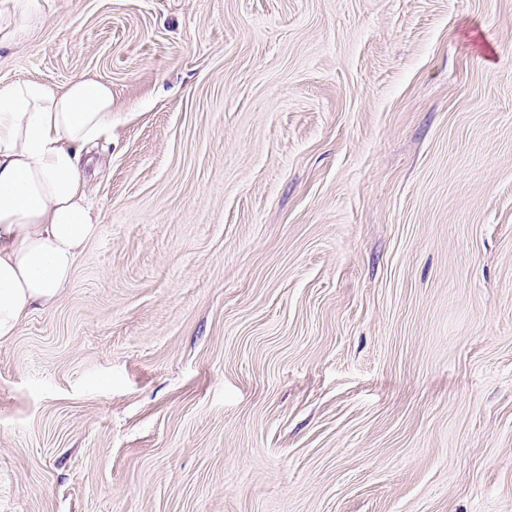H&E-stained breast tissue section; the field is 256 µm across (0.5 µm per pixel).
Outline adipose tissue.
Returning a JSON list of instances; mask_svg holds the SVG:
<instances>
[{"mask_svg":"<svg viewBox=\"0 0 512 512\" xmlns=\"http://www.w3.org/2000/svg\"><path fill=\"white\" fill-rule=\"evenodd\" d=\"M43 0L0 9V48L43 24ZM112 128V89L78 77L61 88L23 81L0 86V340L24 316L50 308L96 235L81 162Z\"/></svg>","mask_w":512,"mask_h":512,"instance_id":"obj_1","label":"adipose tissue"}]
</instances>
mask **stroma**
<instances>
[{
  "label": "stroma",
  "mask_w": 512,
  "mask_h": 512,
  "mask_svg": "<svg viewBox=\"0 0 512 512\" xmlns=\"http://www.w3.org/2000/svg\"><path fill=\"white\" fill-rule=\"evenodd\" d=\"M112 88L97 235L0 341V512H512V0H46Z\"/></svg>",
  "instance_id": "obj_1"
}]
</instances>
